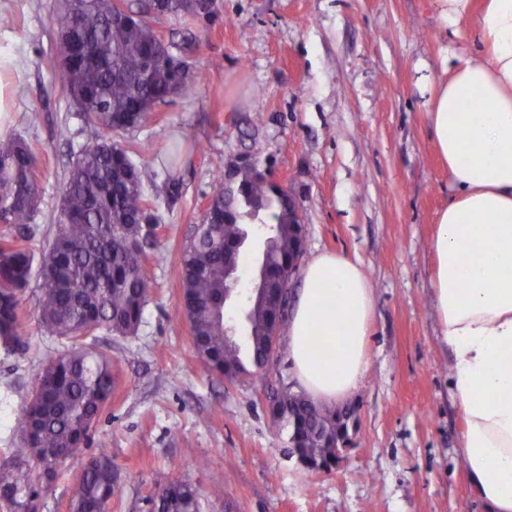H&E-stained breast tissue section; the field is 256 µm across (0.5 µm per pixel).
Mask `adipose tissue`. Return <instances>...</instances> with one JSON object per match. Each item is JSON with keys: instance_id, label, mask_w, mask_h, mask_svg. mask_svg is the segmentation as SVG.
<instances>
[{"instance_id": "1", "label": "adipose tissue", "mask_w": 512, "mask_h": 512, "mask_svg": "<svg viewBox=\"0 0 512 512\" xmlns=\"http://www.w3.org/2000/svg\"><path fill=\"white\" fill-rule=\"evenodd\" d=\"M452 34L477 22V54L452 56L427 119L454 191L429 241V289L462 417L461 462L486 512H512V0H436ZM373 290L359 257L313 255L286 329L287 359L319 403L365 376Z\"/></svg>"}]
</instances>
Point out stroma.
I'll list each match as a JSON object with an SVG mask.
<instances>
[{"label":"stroma","instance_id":"obj_1","mask_svg":"<svg viewBox=\"0 0 512 512\" xmlns=\"http://www.w3.org/2000/svg\"><path fill=\"white\" fill-rule=\"evenodd\" d=\"M217 5L208 21L152 17L203 81L118 137L135 152L160 229L146 262L155 291L137 334L101 340L117 374L95 432L119 473L110 512H149L158 489L181 476L198 488L201 512H483L458 458L462 421L428 290V243L453 191L427 103L447 54L475 53L478 41L467 28L450 35L436 0ZM62 11V0H0V15L14 19L0 28V80L13 91L0 139L23 138L37 157L40 203L27 241L37 253L56 237L72 162L100 136L63 90ZM33 111L39 123L29 122ZM242 154L271 165L298 198L304 257L358 255L373 288L370 366L348 400L356 415L344 460L328 473L303 468L270 417L266 393L295 385L284 356L238 381L208 375L175 316L180 255L218 186L214 162ZM37 298L30 284L26 349L0 354V451L16 447L17 419L53 346ZM91 454L38 485L40 512H69L67 488Z\"/></svg>","mask_w":512,"mask_h":512}]
</instances>
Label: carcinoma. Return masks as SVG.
Here are the masks:
<instances>
[{
  "label": "carcinoma",
  "instance_id": "1",
  "mask_svg": "<svg viewBox=\"0 0 512 512\" xmlns=\"http://www.w3.org/2000/svg\"><path fill=\"white\" fill-rule=\"evenodd\" d=\"M151 9L123 10L115 0H78L65 9L60 27L88 41L92 57L75 60L65 73L67 94L81 98L85 122L103 131L72 162L62 190L58 233L41 256L23 244L38 208L36 158L24 140L0 141V224L17 235L0 237V351L25 346L20 333L21 295L38 280V317L58 346L42 366L30 402L18 419L22 445L0 453V502L8 512H34L32 483L39 472L57 479L64 460L92 442L114 386V364L98 335L128 336L139 328L153 292L145 270L155 247L157 217L144 193L130 148L111 134L138 127L169 104L174 89L187 96L202 73L183 67L161 41L148 17L192 20L215 15L216 0H150ZM221 185L209 198L202 222L181 253V298L177 314L190 328L199 361L214 375L236 380L270 361L276 323L284 307L271 297L246 312L242 346L224 330L215 308L229 288L224 247L241 239L245 224L270 213L261 230L271 240L265 264L269 288H283L278 273L288 267L305 234L288 195L256 162L235 166V185L224 188V160L216 161ZM270 414L288 432L293 451L312 460L336 454V410L300 393L276 392ZM117 469L107 445L87 461L68 488L69 512H107ZM198 490L187 478L162 486L152 512H199Z\"/></svg>",
  "mask_w": 512,
  "mask_h": 512
}]
</instances>
